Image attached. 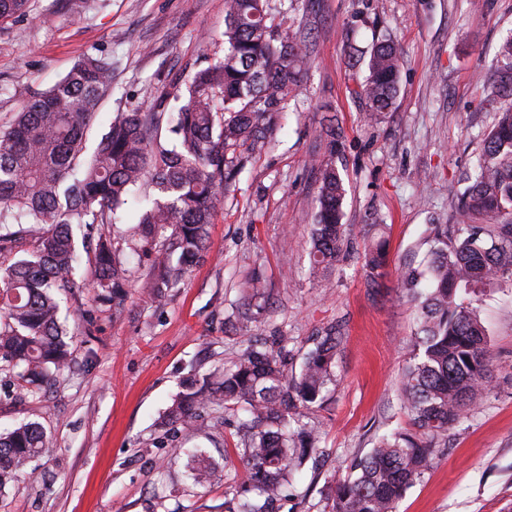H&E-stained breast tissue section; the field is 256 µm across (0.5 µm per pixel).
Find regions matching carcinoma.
Segmentation results:
<instances>
[{
  "label": "carcinoma",
  "mask_w": 512,
  "mask_h": 512,
  "mask_svg": "<svg viewBox=\"0 0 512 512\" xmlns=\"http://www.w3.org/2000/svg\"><path fill=\"white\" fill-rule=\"evenodd\" d=\"M29 0H0V20L27 13ZM224 58L175 85L182 105L152 97L150 111L115 112L92 153L87 133L112 84V58L83 56L48 90L35 93L0 129V253L22 239L34 248L0 265V372H17L33 394L44 390L73 360L62 295L76 284L81 253L90 255L92 284L123 306L129 274L126 258L96 225L128 224L129 248L153 257L144 282L154 299L179 284L206 250L207 230L218 204L249 158L265 153L269 136L288 111L309 63L307 32L284 0H224ZM401 52L391 39L373 44L361 95L368 116L389 111L399 90ZM512 97V36L493 62L491 101ZM340 135L325 132L317 209L310 232V276L322 287L348 251L342 224L344 181L336 166ZM481 153L459 199L465 224H430L426 270L401 269L399 288L414 305L417 332L402 370V407L415 431L378 440L347 476L328 487L329 512H393L431 466L434 448L448 439L492 382L491 355L480 316L486 289L512 280V108L497 113L481 139ZM154 194L130 213L135 190ZM368 284L387 267L380 235L359 253ZM268 293L252 274L244 283L245 310L261 311ZM288 331L247 340L206 387L192 380L164 416L166 425H191L198 411L243 412L238 448L240 484L225 491L224 512H275L286 498L288 478L319 448L306 411L327 402L336 383L343 340L325 328L299 371L289 369ZM52 451L36 420L0 433V494L15 474ZM191 478L209 481L211 470L192 452Z\"/></svg>",
  "instance_id": "obj_1"
}]
</instances>
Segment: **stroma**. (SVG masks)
I'll list each match as a JSON object with an SVG mask.
<instances>
[{
  "label": "stroma",
  "mask_w": 512,
  "mask_h": 512,
  "mask_svg": "<svg viewBox=\"0 0 512 512\" xmlns=\"http://www.w3.org/2000/svg\"><path fill=\"white\" fill-rule=\"evenodd\" d=\"M294 17L317 22L310 68L273 149L246 163L208 229L207 254L164 304L143 294L148 257L128 254L131 286L121 310L81 283L63 305L77 315L75 362L44 395L0 386V431L37 419L54 448L0 496V512H224V492L243 473L236 410L204 411L208 431L161 420L183 380L229 362L240 338L224 320L240 302V273L258 269L266 311L251 335L279 327L295 352L329 324L343 343L326 408L309 413L320 452L292 477L280 512H327L325 493L378 438L409 428L399 377L415 334V310L398 273L426 225L460 220L453 201L505 100L486 101L491 63L512 34V0H288ZM224 0H31L26 16L0 21V126L33 93L52 87L84 55L112 58V84L89 135L96 144L116 112L148 111L160 91L224 55ZM402 49L399 94L381 118L363 120L361 86L374 42ZM344 135L336 165L352 256L331 290L308 277L309 226L322 155L319 134ZM384 219L390 268L368 285L356 253ZM492 388L448 435L432 466L396 512H512V281L484 295ZM205 452L211 484L192 483L176 449Z\"/></svg>",
  "instance_id": "stroma-1"
}]
</instances>
